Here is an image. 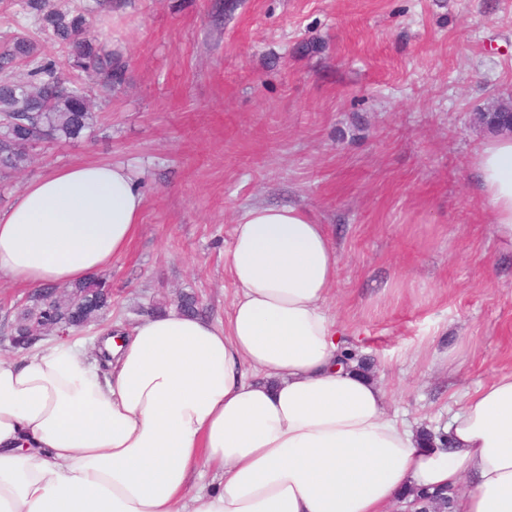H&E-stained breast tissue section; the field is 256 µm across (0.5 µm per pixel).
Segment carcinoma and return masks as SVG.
I'll list each match as a JSON object with an SVG mask.
<instances>
[{
    "label": "carcinoma",
    "instance_id": "obj_1",
    "mask_svg": "<svg viewBox=\"0 0 512 512\" xmlns=\"http://www.w3.org/2000/svg\"><path fill=\"white\" fill-rule=\"evenodd\" d=\"M26 14L39 23V30L66 52V60L56 62L39 58L36 41L21 32L0 46V179L7 180L31 165L33 135L42 133L44 142L74 140L94 131V116L88 98L111 95L124 81L127 60L120 52L105 48L91 38L86 29V14L104 8L112 0H93L80 9L62 10L53 0H22ZM108 281L90 278L61 290V300L53 317L59 325L78 331L83 324L67 316V300L89 296L90 288H105ZM28 313L20 311L13 333L19 337L14 348L27 350L33 341L23 323ZM358 362V369L370 373L374 360L355 350H343L341 362ZM425 448L447 446V436L428 426L418 430ZM406 497L422 501L423 512H453L456 492L412 490Z\"/></svg>",
    "mask_w": 512,
    "mask_h": 512
}]
</instances>
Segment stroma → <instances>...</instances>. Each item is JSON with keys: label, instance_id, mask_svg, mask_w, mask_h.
Segmentation results:
<instances>
[{"label": "stroma", "instance_id": "1", "mask_svg": "<svg viewBox=\"0 0 512 512\" xmlns=\"http://www.w3.org/2000/svg\"><path fill=\"white\" fill-rule=\"evenodd\" d=\"M91 30L127 52L90 140L43 143L0 181V210L55 167H129L137 233L101 276V324L199 300L224 319L238 218L297 205L340 257L327 302L376 361L388 410L445 426L463 389L512 372V245L494 234L473 158L512 106V0H113ZM26 288L0 276V357Z\"/></svg>", "mask_w": 512, "mask_h": 512}]
</instances>
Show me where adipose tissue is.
I'll return each mask as SVG.
<instances>
[{
    "mask_svg": "<svg viewBox=\"0 0 512 512\" xmlns=\"http://www.w3.org/2000/svg\"><path fill=\"white\" fill-rule=\"evenodd\" d=\"M473 165L512 242V135ZM143 208L125 166L52 169L0 210V275L86 280L128 249ZM224 264L225 320L168 308L0 358V512H387L409 487L512 512V373L464 394L450 447H421L385 388L339 362V257L308 211L250 207ZM89 343L106 368L85 363Z\"/></svg>",
    "mask_w": 512,
    "mask_h": 512,
    "instance_id": "adipose-tissue-1",
    "label": "adipose tissue"
}]
</instances>
